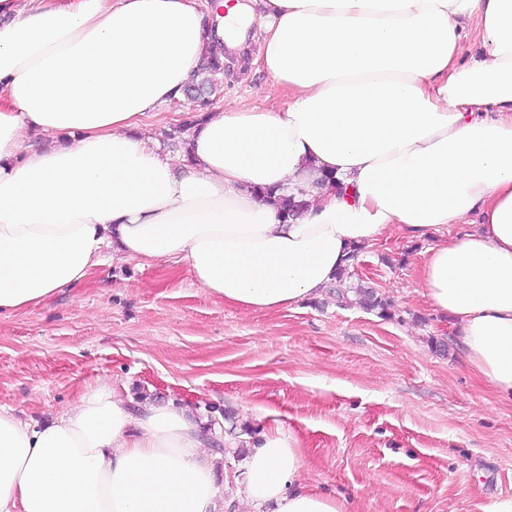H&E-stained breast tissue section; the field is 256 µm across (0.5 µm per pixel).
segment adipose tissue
Returning a JSON list of instances; mask_svg holds the SVG:
<instances>
[{"label":"adipose tissue","mask_w":512,"mask_h":512,"mask_svg":"<svg viewBox=\"0 0 512 512\" xmlns=\"http://www.w3.org/2000/svg\"><path fill=\"white\" fill-rule=\"evenodd\" d=\"M0 0V318L104 259L185 264L249 312L297 307L391 228L470 367L512 401V0ZM210 10V11H211ZM260 17L284 106L199 113L162 156L143 117ZM477 20L466 56L461 22ZM51 140L27 144L29 133ZM332 174L341 190L321 186ZM268 188L305 201L283 221ZM212 433L102 383L41 425L0 406V512H224ZM295 439L252 442L243 512H349L300 480Z\"/></svg>","instance_id":"adipose-tissue-1"}]
</instances>
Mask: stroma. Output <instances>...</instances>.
Segmentation results:
<instances>
[{"label":"stroma","instance_id":"obj_1","mask_svg":"<svg viewBox=\"0 0 512 512\" xmlns=\"http://www.w3.org/2000/svg\"><path fill=\"white\" fill-rule=\"evenodd\" d=\"M244 53L225 56L214 107L281 103ZM188 106L146 118L162 154L184 140ZM431 237L395 230L364 247L362 284L391 318L318 303L275 313L224 305L165 259L105 261L87 279L0 319V406L39 423L89 387L224 415L220 481L233 497L244 431L297 439L301 477L354 512H488L512 498V403L466 364L448 317L428 305L418 277ZM447 344L437 351L435 341Z\"/></svg>","mask_w":512,"mask_h":512}]
</instances>
